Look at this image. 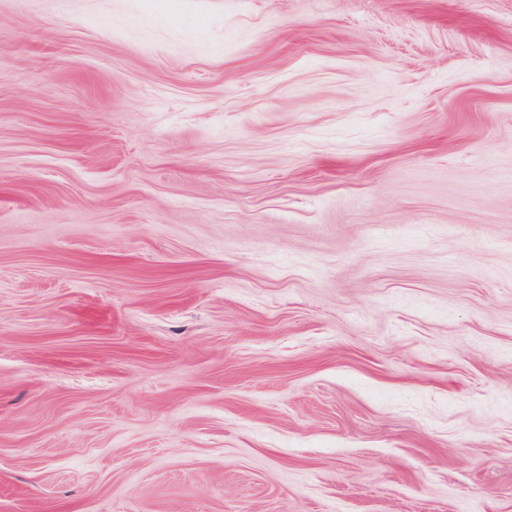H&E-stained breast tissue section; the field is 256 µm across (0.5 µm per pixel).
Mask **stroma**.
<instances>
[{
    "label": "stroma",
    "instance_id": "obj_1",
    "mask_svg": "<svg viewBox=\"0 0 512 512\" xmlns=\"http://www.w3.org/2000/svg\"><path fill=\"white\" fill-rule=\"evenodd\" d=\"M0 512H512V0H0Z\"/></svg>",
    "mask_w": 512,
    "mask_h": 512
}]
</instances>
